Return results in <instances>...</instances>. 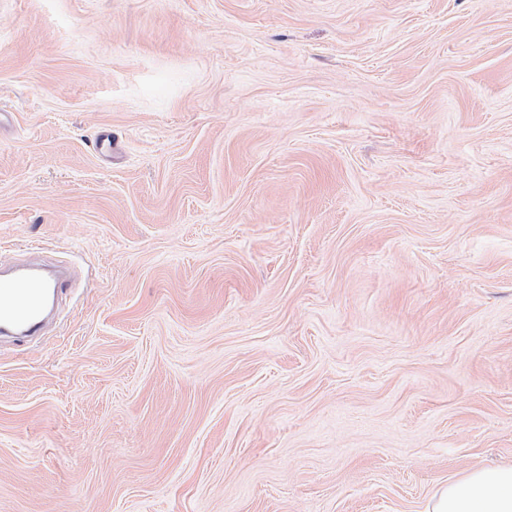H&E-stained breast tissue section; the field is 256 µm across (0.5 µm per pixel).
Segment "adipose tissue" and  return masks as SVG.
<instances>
[{"label":"adipose tissue","instance_id":"obj_1","mask_svg":"<svg viewBox=\"0 0 512 512\" xmlns=\"http://www.w3.org/2000/svg\"><path fill=\"white\" fill-rule=\"evenodd\" d=\"M425 512H512V467L476 468L449 480Z\"/></svg>","mask_w":512,"mask_h":512}]
</instances>
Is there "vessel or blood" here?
Returning a JSON list of instances; mask_svg holds the SVG:
<instances>
[{
	"label": "vessel or blood",
	"mask_w": 512,
	"mask_h": 512,
	"mask_svg": "<svg viewBox=\"0 0 512 512\" xmlns=\"http://www.w3.org/2000/svg\"><path fill=\"white\" fill-rule=\"evenodd\" d=\"M64 275L21 267L0 275V334L15 339L36 334L44 320L48 292H63Z\"/></svg>",
	"instance_id": "1"
}]
</instances>
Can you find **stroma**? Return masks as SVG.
I'll return each instance as SVG.
<instances>
[{
  "label": "stroma",
  "instance_id": "stroma-1",
  "mask_svg": "<svg viewBox=\"0 0 512 512\" xmlns=\"http://www.w3.org/2000/svg\"><path fill=\"white\" fill-rule=\"evenodd\" d=\"M1 112L0 262L72 276L0 343V512L512 466V0H0Z\"/></svg>",
  "mask_w": 512,
  "mask_h": 512
}]
</instances>
